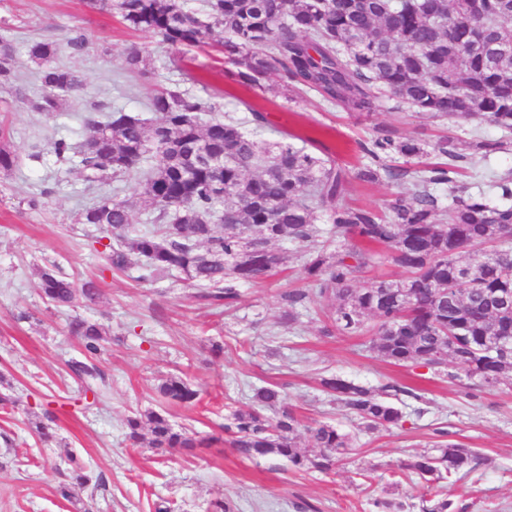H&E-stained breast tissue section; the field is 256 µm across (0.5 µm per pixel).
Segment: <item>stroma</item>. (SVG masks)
<instances>
[{
  "label": "stroma",
  "mask_w": 512,
  "mask_h": 512,
  "mask_svg": "<svg viewBox=\"0 0 512 512\" xmlns=\"http://www.w3.org/2000/svg\"><path fill=\"white\" fill-rule=\"evenodd\" d=\"M71 29L89 41L83 54L65 47ZM0 36L12 41L18 82L29 94L39 92L26 57L35 39L62 43L59 65L77 70L84 82L53 114L30 111L0 86V126L10 129L9 146L18 158L10 174L0 175V392L20 399L17 407L0 408V512H73L59 493L71 480L72 453L100 481L82 494L89 512H154L162 500L173 512H209L220 498L234 512H376L378 499L420 512L427 491L402 466L432 450L441 427L481 457L475 471L443 484L442 493L459 512H512L511 388L477 394L466 378L386 363L368 351L366 337L324 335L327 321L312 303L289 325L284 296L306 285V243H282L287 266L241 285L238 301L226 307L176 278L142 282L137 270H113L100 230L76 221L79 210L99 201L100 191L51 152L53 140L85 138L80 116L96 105L144 112L155 95L177 83L245 123L250 108L259 109L265 117L259 138L332 157L352 177L348 203L381 211L395 187L356 181L367 161L361 143L383 129L428 142L443 135L497 138V126L436 121L388 98L377 111L350 112L312 90L291 99L247 94L227 75L221 30L201 46L172 48L128 31L116 15L89 10L84 0H0ZM134 46L146 52L149 77L125 68ZM33 197L41 201L35 209L28 205ZM44 268L80 284L94 281L96 304L48 302L39 287ZM77 317L105 331L97 365L107 389L100 397L97 381L77 379L66 365L80 354L69 332ZM216 342L224 346L217 358L210 353ZM330 374L372 388L397 382L416 395L403 397L399 426L369 432L322 392L319 380ZM170 375L193 383L198 401L183 406L160 399L156 387ZM269 385L305 422L331 423L352 436L356 450L345 465L307 474L274 457L240 458L219 440L209 448L159 454L126 438L127 416L151 410L165 411L174 427L218 438L224 420L251 405L254 388ZM47 413L55 425L52 439L44 441L31 424Z\"/></svg>",
  "instance_id": "obj_1"
}]
</instances>
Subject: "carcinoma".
<instances>
[{
	"label": "carcinoma",
	"mask_w": 512,
	"mask_h": 512,
	"mask_svg": "<svg viewBox=\"0 0 512 512\" xmlns=\"http://www.w3.org/2000/svg\"><path fill=\"white\" fill-rule=\"evenodd\" d=\"M92 11L118 15L126 28L149 33L171 47L197 46L214 29L232 75L243 88L266 92L273 73L285 84L318 90L351 112H373L380 91L433 118L461 123L487 120L512 132V0H205L204 16L185 0H85ZM58 43L30 42L28 61L37 68L41 92H18L40 113L59 109L62 95L83 88L80 74L56 63ZM13 45L0 39V84L16 79ZM155 122L123 107L94 109L84 117L79 149L65 139L52 143L59 161L70 163L90 187L109 189L137 178L144 219L127 199L105 193L78 217L81 224L112 233L106 245L113 269L137 268L139 279L177 275L215 301L233 302L237 286L266 276L288 260L276 248L284 241L310 242L303 264L308 287L291 290L288 325L297 309L325 302L334 309L332 328L343 336L369 334L368 350L396 366L417 365L456 377L461 370L479 391L512 388V172L493 183L497 199L472 192L458 176L479 156L512 151L506 137L477 138L462 149L443 139L429 145L391 134L360 145L371 162L356 178L365 183H408L388 212L345 203L349 180L334 160L313 156L290 143L258 140L243 122L221 116L215 105L175 85L153 97ZM8 131L0 126V172L12 171ZM438 161L408 168L396 158ZM448 189V203L434 189ZM329 213L335 237L317 241L318 212ZM144 222L152 228L140 230ZM359 240L390 252L402 276L355 285L374 254ZM41 291L57 305L81 298L94 303L95 283L77 285L50 270ZM81 340V358L67 362L79 378L104 379L96 359L104 331L84 319L71 323ZM320 386L355 413L369 431L403 420L396 404L412 389L387 383L376 391L337 375ZM157 391L164 400L191 404L198 391L171 376ZM271 387L254 392L253 405L224 424L227 442L242 458L279 457L303 472L329 473L352 454V437L324 423L304 425ZM148 426L151 446L167 452L208 448L215 437L177 430L151 411L126 421L127 437L140 439ZM304 435L315 454L298 446ZM434 452L404 467L422 484L461 479L478 465L476 451L439 428ZM71 485L60 495L72 504L93 478L74 456Z\"/></svg>",
	"instance_id": "cac0c4a2"
}]
</instances>
